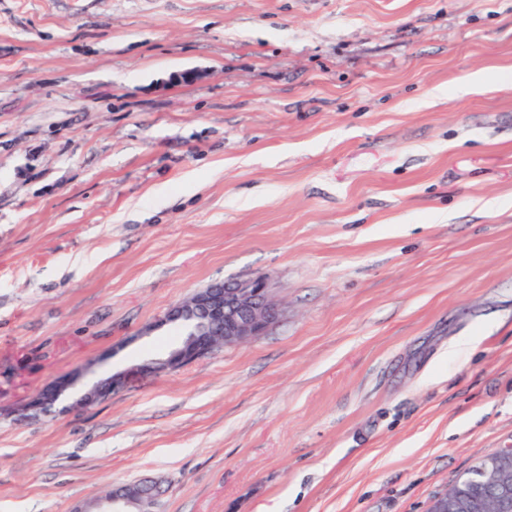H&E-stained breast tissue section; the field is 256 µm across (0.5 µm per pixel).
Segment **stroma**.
Instances as JSON below:
<instances>
[{
    "label": "stroma",
    "mask_w": 512,
    "mask_h": 512,
    "mask_svg": "<svg viewBox=\"0 0 512 512\" xmlns=\"http://www.w3.org/2000/svg\"><path fill=\"white\" fill-rule=\"evenodd\" d=\"M258 275L262 336L133 372ZM510 446L512 0H0V512H424ZM127 375V373L125 375H113L104 380H101L100 382H97L82 395L80 402L84 405H90L104 398L105 396L112 394V391H114L120 384L123 383ZM155 486L150 484H128L112 489L91 506H78L74 512H138L131 510L155 497ZM94 509V510H91Z\"/></svg>",
    "instance_id": "obj_1"
}]
</instances>
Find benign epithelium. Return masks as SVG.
<instances>
[{"label":"benign epithelium","mask_w":512,"mask_h":512,"mask_svg":"<svg viewBox=\"0 0 512 512\" xmlns=\"http://www.w3.org/2000/svg\"><path fill=\"white\" fill-rule=\"evenodd\" d=\"M279 315L280 309L270 298L266 276L211 284L173 307L162 320L164 324L176 322L181 326L179 346L167 358L156 359L147 368L137 366L131 372H163L189 364L217 347L262 335ZM75 379L74 375L63 376L48 387L49 403L54 406L60 402ZM124 380L121 374L108 377L88 389L80 402L93 404L112 394ZM471 475L483 486L494 489L492 512H512V447L485 456ZM154 497L155 486L128 484L113 489L90 506L77 507L74 512H133ZM425 512H467V502L446 489L430 498Z\"/></svg>","instance_id":"1"}]
</instances>
